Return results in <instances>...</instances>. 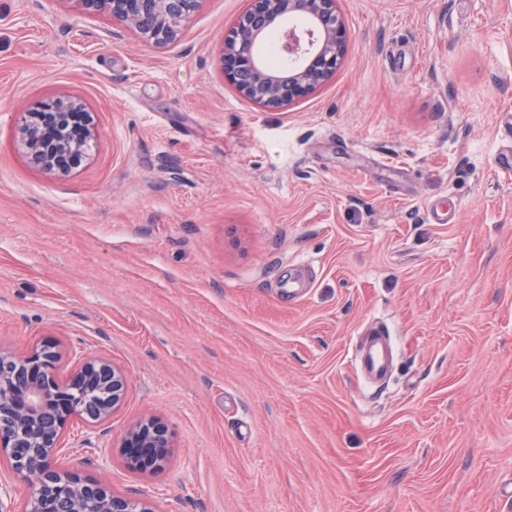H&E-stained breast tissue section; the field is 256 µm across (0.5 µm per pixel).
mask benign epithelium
Here are the masks:
<instances>
[{
    "label": "benign epithelium",
    "mask_w": 512,
    "mask_h": 512,
    "mask_svg": "<svg viewBox=\"0 0 512 512\" xmlns=\"http://www.w3.org/2000/svg\"><path fill=\"white\" fill-rule=\"evenodd\" d=\"M200 0H110L109 17L155 44L176 39L182 24ZM278 31V50L288 60L286 70L272 68L258 45ZM346 50V29L337 0H250L248 9L224 36L220 55L224 80L244 98L270 110L282 109L312 94L335 73ZM50 112H26L20 126L21 143L30 162L53 174L68 173L71 162L89 154L95 140L90 112L76 96L61 94ZM77 112L87 120L79 140L54 144L41 151L45 122L60 123ZM74 368L65 380L55 370L57 355L34 349L26 355L0 352V364L14 363L17 371L0 372V448L7 451L12 472L28 479L38 496L26 512H84L81 499L92 497L98 512H150L139 500L112 493L106 486L57 468L60 439L67 423L78 418L92 427L112 416L125 395V377L111 363L83 352L73 353ZM102 389L109 398L89 407L71 391ZM138 446L163 460L166 431L151 420L129 429Z\"/></svg>",
    "instance_id": "1"
}]
</instances>
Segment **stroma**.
<instances>
[{
  "label": "stroma",
  "instance_id": "1",
  "mask_svg": "<svg viewBox=\"0 0 512 512\" xmlns=\"http://www.w3.org/2000/svg\"><path fill=\"white\" fill-rule=\"evenodd\" d=\"M246 7L200 0L157 46L0 0V350L126 377L59 467L151 512H512V0H338L341 65L280 110L221 71ZM57 94L96 124L64 177L19 140ZM371 321L379 390L353 366ZM143 418L161 467L129 463ZM354 355L357 375L370 386H384L390 376L394 361V350L390 335L382 326H375L364 334ZM129 435L138 442L140 448H147L152 455V464L156 465L163 460L161 450L158 451V448L168 447L167 433L163 428L152 420H141L131 426Z\"/></svg>",
  "mask_w": 512,
  "mask_h": 512
}]
</instances>
